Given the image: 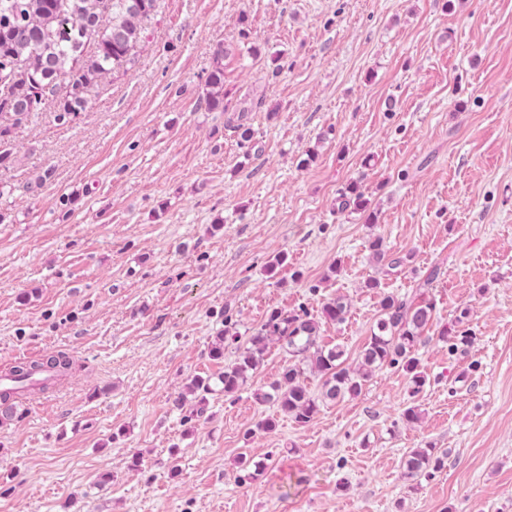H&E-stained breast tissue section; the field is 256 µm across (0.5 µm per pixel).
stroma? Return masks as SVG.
Instances as JSON below:
<instances>
[{"mask_svg":"<svg viewBox=\"0 0 512 512\" xmlns=\"http://www.w3.org/2000/svg\"><path fill=\"white\" fill-rule=\"evenodd\" d=\"M10 143L0 365L74 368L0 427V512H512V0H162L132 70ZM353 179L373 216L338 212ZM388 293L435 305L418 396L384 368L295 423L254 398L288 362L273 344L190 417V380L234 359L210 355L225 323L246 338L344 296L318 343L353 368ZM464 308L475 341L452 352ZM429 445L443 468L402 478ZM244 458L264 468L245 483ZM223 50L218 49L215 60L216 65L213 67L206 79V95L205 100L208 109L223 110L224 108V64H222ZM469 315L468 309H461L458 316L455 318V325L453 326V329H450L449 331L442 332L440 337V340H442L445 343L449 344V347L452 349H458L459 345H468L472 343L474 340V336L468 330H455L457 326L460 324H463L464 319H466ZM452 331L454 332V335L451 336ZM73 367V361L67 353L59 351L40 360L19 361L13 366V373L17 379H30L37 374L52 371L56 375L64 377Z\"/></svg>","mask_w":512,"mask_h":512,"instance_id":"1","label":"stroma"}]
</instances>
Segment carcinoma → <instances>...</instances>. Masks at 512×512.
Segmentation results:
<instances>
[{
  "instance_id": "obj_1",
  "label": "carcinoma",
  "mask_w": 512,
  "mask_h": 512,
  "mask_svg": "<svg viewBox=\"0 0 512 512\" xmlns=\"http://www.w3.org/2000/svg\"><path fill=\"white\" fill-rule=\"evenodd\" d=\"M161 0H0V168L12 161L9 137L12 127L54 104L56 119L65 123L83 111L93 92L117 72L134 66L147 25L158 14ZM223 51L217 50L206 79L205 100L210 110L224 109ZM371 200L359 180L350 181L338 197V210L366 211ZM373 259L396 270L405 259L385 249L383 239L369 243ZM350 303L343 297L322 307L327 322L344 321ZM431 301L407 302L394 294L380 301L375 328L361 351L359 367L344 366L343 350L318 345L319 321L307 312L271 311L251 336L249 346L237 350L219 378L224 395L236 394L257 371L271 343L288 350V364L269 384L254 392L260 404L274 403L299 424L314 420L320 404L362 391L372 372L398 368L409 379L410 395L416 397L427 383L417 347L433 318ZM440 340L455 349L474 340L466 330L444 331ZM323 378L322 391L314 396L304 384V363ZM73 367L67 353L59 351L40 360L19 361L13 373L30 379L52 371L64 377ZM443 460L435 449L414 448L403 464L405 478L414 480L438 470Z\"/></svg>"
}]
</instances>
